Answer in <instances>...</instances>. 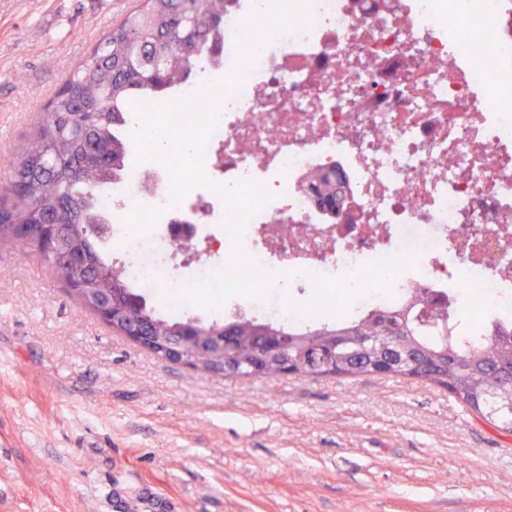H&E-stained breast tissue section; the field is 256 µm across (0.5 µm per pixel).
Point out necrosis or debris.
Segmentation results:
<instances>
[{
  "label": "necrosis or debris",
  "mask_w": 512,
  "mask_h": 512,
  "mask_svg": "<svg viewBox=\"0 0 512 512\" xmlns=\"http://www.w3.org/2000/svg\"><path fill=\"white\" fill-rule=\"evenodd\" d=\"M243 64L206 143L212 188L174 201L153 162L100 199L137 287L166 290L181 315L185 281L240 250L313 293L305 310L259 292L244 309L256 318L304 325L421 286L439 301L477 289L497 305L466 312L478 326L512 319V0H241L224 14L222 68ZM322 173L342 178L356 214L316 209L301 183ZM241 180L270 199L236 244L217 189ZM187 219L185 242L173 227Z\"/></svg>",
  "instance_id": "necrosis-or-debris-1"
}]
</instances>
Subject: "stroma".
Wrapping results in <instances>:
<instances>
[{"mask_svg":"<svg viewBox=\"0 0 512 512\" xmlns=\"http://www.w3.org/2000/svg\"><path fill=\"white\" fill-rule=\"evenodd\" d=\"M141 0H0L9 144ZM512 512V435L404 376L209 375L80 309L0 248V512Z\"/></svg>","mask_w":512,"mask_h":512,"instance_id":"35a3bbf8","label":"stroma"}]
</instances>
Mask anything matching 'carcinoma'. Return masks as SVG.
Returning <instances> with one entry per match:
<instances>
[{"label": "carcinoma", "instance_id": "1", "mask_svg": "<svg viewBox=\"0 0 512 512\" xmlns=\"http://www.w3.org/2000/svg\"><path fill=\"white\" fill-rule=\"evenodd\" d=\"M233 0H144L141 9L112 30L52 99L55 121L35 127L12 148L20 168L5 188L11 198L6 222L0 223V246L13 244L10 225H28L32 243L41 225L70 228L67 244L86 255L90 286L75 297L86 312L109 307L118 322L147 323L155 336H177L186 319L147 304L134 291L123 269L112 263L98 243L106 223L97 191L120 179L129 167V144L122 135L127 115L140 102L166 101L204 61L224 50V8ZM316 198L331 206L340 198L339 181L314 175ZM121 288L116 296L109 289ZM459 313L431 310L427 291L413 288L398 304L360 318L320 321L305 326L260 322L243 315L232 322L215 318L199 323L190 351L199 368L208 370L227 358L250 373L261 361L265 338L288 335V353L306 376L327 371L344 376L370 374L385 354L383 336L404 341L409 365L426 381L447 388L461 403L505 433L512 432V413L493 411L486 401L512 371V323L501 322L472 344L458 333ZM229 334L224 354L211 349L214 337Z\"/></svg>", "mask_w": 512, "mask_h": 512}]
</instances>
